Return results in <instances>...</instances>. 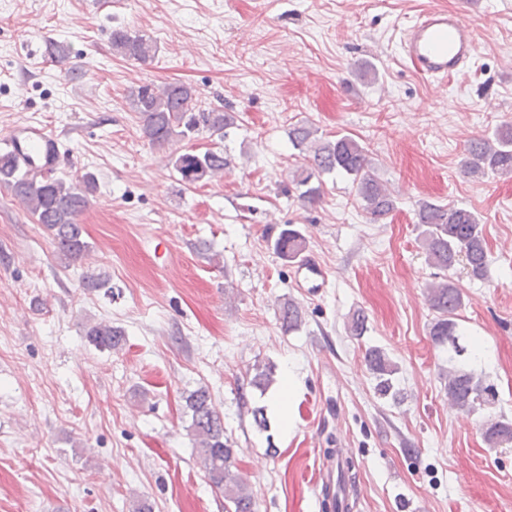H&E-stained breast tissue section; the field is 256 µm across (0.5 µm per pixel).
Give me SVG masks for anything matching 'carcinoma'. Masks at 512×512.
<instances>
[{
	"label": "carcinoma",
	"mask_w": 512,
	"mask_h": 512,
	"mask_svg": "<svg viewBox=\"0 0 512 512\" xmlns=\"http://www.w3.org/2000/svg\"><path fill=\"white\" fill-rule=\"evenodd\" d=\"M112 50L128 59L147 62L155 58L157 47L153 38L140 31H112ZM131 108L139 116L141 132L148 142L163 148L174 141L191 139L202 130L225 138L227 129L237 123L232 112L198 107L191 86L173 82L164 85L146 83L131 89ZM293 146L308 155L312 168L298 174L297 185L305 187L300 198L311 202L319 196V188L310 185L315 173H341L356 184L366 217L372 224L384 220L394 209L395 201L388 188L367 169L364 148L349 136L326 140L317 131L298 127L289 132ZM228 161L224 152L208 149L203 153L185 152L173 158V168L187 185L207 183L224 173ZM471 176L512 174V125L504 124L492 135L471 143L465 160ZM0 183L9 185L14 195L26 206L36 223L52 232L57 248L65 255L78 257L88 249L84 228L78 216L87 207L94 180L83 177L70 182L52 176L29 175L17 159L5 151L0 153ZM416 224L421 228V242L427 262L449 270L464 259L470 275L480 279L488 264V249L483 224L478 215L468 209L421 201L415 210ZM304 246L302 234L292 228L280 232L273 243L276 254L290 260ZM428 302L438 313L430 336L439 345L448 346L452 365L442 374L448 403L462 411L474 412L495 404V393L484 385V370L478 367V357L462 344L464 332L458 328L456 316L463 306L458 288L448 279L431 283L427 289ZM282 326L290 331L302 323L301 310L292 301L280 307ZM91 344L100 349H116L123 333L110 323L98 322L86 328ZM369 369L377 379L378 391L389 394L397 366L380 349L366 352ZM273 367L258 365L250 381L265 388L273 380ZM191 412L188 427L197 464L208 475L213 487L224 493V512H255V498L246 479L240 474L233 442L224 424L212 409L208 389L200 387L186 398ZM486 443L496 448L512 443V422L488 418L483 422Z\"/></svg>",
	"instance_id": "carcinoma-1"
}]
</instances>
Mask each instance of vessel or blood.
I'll use <instances>...</instances> for the list:
<instances>
[{"mask_svg": "<svg viewBox=\"0 0 512 512\" xmlns=\"http://www.w3.org/2000/svg\"><path fill=\"white\" fill-rule=\"evenodd\" d=\"M477 33L474 21L459 12L427 11L402 28L400 55L426 81L444 84L476 55ZM7 145L34 172L53 170L61 159L58 135L42 123L15 126ZM295 275L298 287L312 296L318 295L328 282L327 270L310 254L299 257Z\"/></svg>", "mask_w": 512, "mask_h": 512, "instance_id": "b4317fda", "label": "vessel or blood"}]
</instances>
